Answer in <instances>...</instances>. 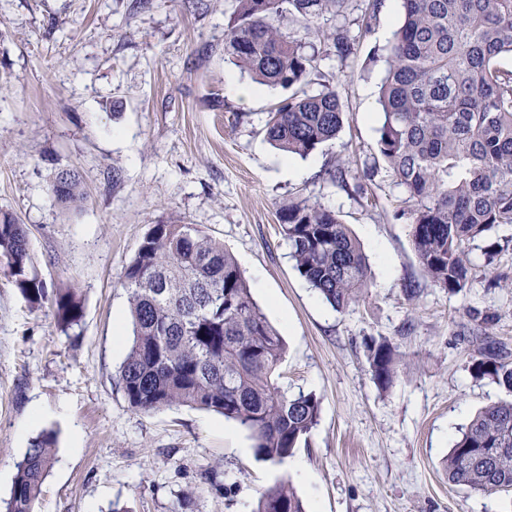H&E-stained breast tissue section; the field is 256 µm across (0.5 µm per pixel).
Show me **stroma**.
I'll list each match as a JSON object with an SVG mask.
<instances>
[{
	"mask_svg": "<svg viewBox=\"0 0 512 512\" xmlns=\"http://www.w3.org/2000/svg\"><path fill=\"white\" fill-rule=\"evenodd\" d=\"M237 0H0V212L25 224L48 289L73 290L74 334L50 305L29 306L0 269V500L30 441L54 437L35 512H253L260 492L292 482L308 512H512V495L450 484L445 460L482 408L512 398L470 371L474 332L512 350V225L471 243L461 291L435 286L395 212L406 194L370 173L382 120V54L401 19L382 0H346L304 36L317 59L307 93L336 90L342 131L308 157L266 139L288 92L237 67L224 30ZM340 30L350 54L326 39ZM251 86L237 97L230 82ZM341 166L344 181L324 177ZM83 177L79 210L50 185ZM307 198L336 211L371 268L366 299L334 310L296 272L277 212ZM195 224L237 260L286 353L276 377L314 393L318 422L294 452L305 473L259 459L220 415L174 405L132 410L118 372L132 342L125 271L152 225ZM416 288V297L406 295ZM398 350L378 389L364 342Z\"/></svg>",
	"mask_w": 512,
	"mask_h": 512,
	"instance_id": "35a3bbf8",
	"label": "stroma"
}]
</instances>
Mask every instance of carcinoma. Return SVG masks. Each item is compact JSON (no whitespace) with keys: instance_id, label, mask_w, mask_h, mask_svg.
<instances>
[{"instance_id":"cac0c4a2","label":"carcinoma","mask_w":512,"mask_h":512,"mask_svg":"<svg viewBox=\"0 0 512 512\" xmlns=\"http://www.w3.org/2000/svg\"><path fill=\"white\" fill-rule=\"evenodd\" d=\"M341 0H238L227 23L226 49L259 83L292 91L265 125L278 150L308 157L336 139L344 109L336 90H301L315 59L302 40L282 32L291 16L304 30ZM402 21L385 49L380 83L382 121L375 154L407 197L395 217L412 228L425 274L451 292L466 287L472 241L512 224V0H401ZM81 178L57 172L51 184L62 205L80 201ZM294 268L334 309L368 295V259L335 211L307 198L278 210ZM0 265L33 305L48 302L58 324L72 329L81 306L72 292L48 293L28 233L0 213ZM132 344L119 372L131 409L150 413L174 404L238 422L256 455L291 457L317 423L313 393L290 395L275 373L285 344L254 301L234 256L195 224H154L125 271ZM481 342L471 361L477 378L512 392V353ZM375 384L389 390L397 350L386 339L365 342ZM49 434L34 438L0 512H34L52 460ZM448 482L482 494L512 492V401L480 411L446 459ZM254 512H306L288 481L266 489Z\"/></svg>"}]
</instances>
